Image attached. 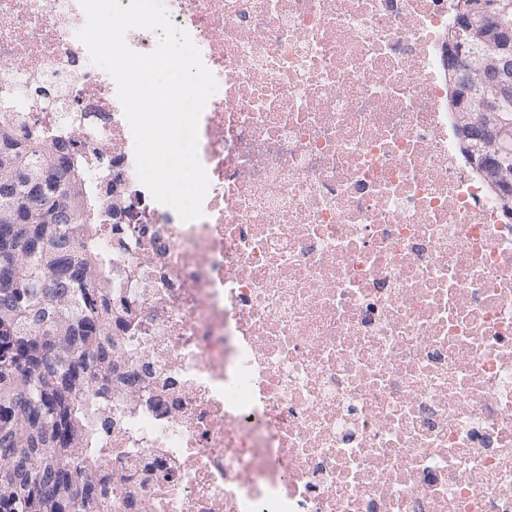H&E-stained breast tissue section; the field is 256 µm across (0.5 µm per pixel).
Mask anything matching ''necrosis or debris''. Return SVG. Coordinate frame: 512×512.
<instances>
[{
	"label": "necrosis or debris",
	"instance_id": "4bbe7bcc",
	"mask_svg": "<svg viewBox=\"0 0 512 512\" xmlns=\"http://www.w3.org/2000/svg\"><path fill=\"white\" fill-rule=\"evenodd\" d=\"M214 74L185 222L79 0H0V122L76 143L130 311L90 403L148 512H512V216L456 162L453 0H169ZM137 373L139 393L111 396Z\"/></svg>",
	"mask_w": 512,
	"mask_h": 512
}]
</instances>
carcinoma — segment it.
Returning <instances> with one entry per match:
<instances>
[{
  "mask_svg": "<svg viewBox=\"0 0 512 512\" xmlns=\"http://www.w3.org/2000/svg\"><path fill=\"white\" fill-rule=\"evenodd\" d=\"M118 213L91 187L83 155L51 138L30 146L0 124V512H110L96 453L100 409L86 395L117 356L119 299L102 273L96 225ZM58 494L46 497L44 484Z\"/></svg>",
  "mask_w": 512,
  "mask_h": 512,
  "instance_id": "carcinoma-1",
  "label": "carcinoma"
}]
</instances>
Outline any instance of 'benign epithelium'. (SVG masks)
<instances>
[{
    "mask_svg": "<svg viewBox=\"0 0 512 512\" xmlns=\"http://www.w3.org/2000/svg\"><path fill=\"white\" fill-rule=\"evenodd\" d=\"M470 42L461 43L462 32ZM453 57L449 83L459 93L453 112L469 165L512 211V177L492 167L505 149L506 121L512 112V0H467L457 6L448 29Z\"/></svg>",
    "mask_w": 512,
    "mask_h": 512,
    "instance_id": "1",
    "label": "benign epithelium"
}]
</instances>
